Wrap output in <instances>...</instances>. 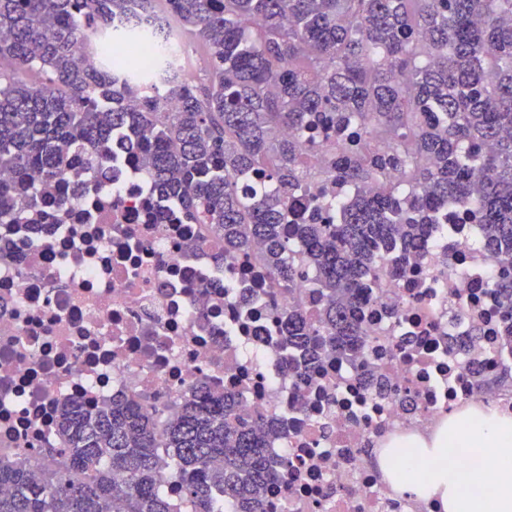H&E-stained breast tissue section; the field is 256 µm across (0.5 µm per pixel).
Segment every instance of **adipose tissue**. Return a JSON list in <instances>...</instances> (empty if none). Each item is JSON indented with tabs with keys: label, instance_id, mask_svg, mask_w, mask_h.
Here are the masks:
<instances>
[{
	"label": "adipose tissue",
	"instance_id": "1",
	"mask_svg": "<svg viewBox=\"0 0 512 512\" xmlns=\"http://www.w3.org/2000/svg\"><path fill=\"white\" fill-rule=\"evenodd\" d=\"M415 462L395 472L397 493L431 502L436 512H512V418L493 408L450 411L431 437H415ZM459 450L478 465L459 471L448 454Z\"/></svg>",
	"mask_w": 512,
	"mask_h": 512
}]
</instances>
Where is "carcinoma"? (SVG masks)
I'll use <instances>...</instances> for the list:
<instances>
[{
	"label": "carcinoma",
	"mask_w": 512,
	"mask_h": 512,
	"mask_svg": "<svg viewBox=\"0 0 512 512\" xmlns=\"http://www.w3.org/2000/svg\"><path fill=\"white\" fill-rule=\"evenodd\" d=\"M172 20L207 48L206 83L173 77L148 91L75 53L102 33L162 39ZM2 59L47 81L0 74V171L13 174L0 182V222L36 209L68 161L106 165L122 132L186 221L223 231L224 255L260 242L275 285L310 278L313 314L284 319L299 377L363 352L382 249L421 250L448 202L481 211L479 244L512 267V0H0ZM322 119L358 123L388 149L336 153L330 168L349 189L336 223L289 224L305 147L282 127ZM273 426L204 385L161 433L134 399L65 402L56 446L0 464L12 487L0 512H173L169 478L193 512L226 501L263 512L284 477L265 454ZM54 456L67 471L34 473Z\"/></svg>",
	"instance_id": "cac0c4a2"
}]
</instances>
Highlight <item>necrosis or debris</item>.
<instances>
[{
	"instance_id": "1",
	"label": "necrosis or debris",
	"mask_w": 512,
	"mask_h": 512,
	"mask_svg": "<svg viewBox=\"0 0 512 512\" xmlns=\"http://www.w3.org/2000/svg\"><path fill=\"white\" fill-rule=\"evenodd\" d=\"M353 130L318 137L288 221L335 222L345 186L329 158ZM80 198L46 195L40 213L0 224V462L51 447L67 399L134 398L165 424L199 385L233 394L241 414L279 420L266 442L287 480L266 512H432L400 498L378 467L388 442L432 434L449 409L512 414L500 338L501 269L475 240L471 207L449 205L414 257L386 254L361 321L362 357L288 373L282 321L310 312L311 283L273 286L259 248L223 258L212 225L184 222L156 195L122 139L112 164L81 168ZM474 342L459 350L457 339Z\"/></svg>"
}]
</instances>
